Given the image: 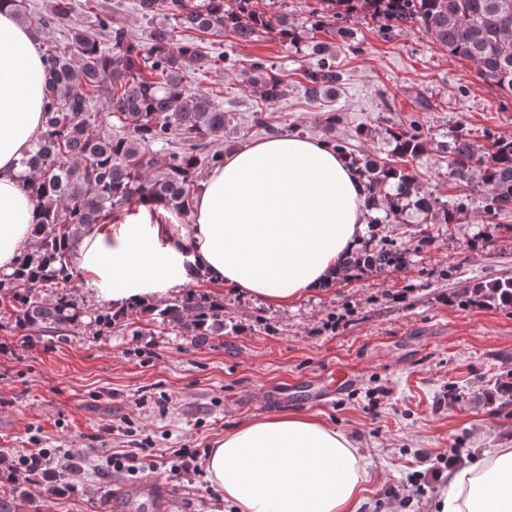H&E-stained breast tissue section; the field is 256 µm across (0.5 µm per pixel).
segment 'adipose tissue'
Segmentation results:
<instances>
[{"instance_id": "1", "label": "adipose tissue", "mask_w": 512, "mask_h": 512, "mask_svg": "<svg viewBox=\"0 0 512 512\" xmlns=\"http://www.w3.org/2000/svg\"><path fill=\"white\" fill-rule=\"evenodd\" d=\"M47 69L32 29L0 0V272L31 248L37 213L19 161L43 130ZM362 180L332 144L284 134L204 172L192 221L144 203L87 227L73 262L119 309L166 298L203 270L218 287L286 306L343 276L364 233ZM371 462L344 432L298 412L240 424L206 458L235 512H360ZM438 512H512V448L449 473Z\"/></svg>"}]
</instances>
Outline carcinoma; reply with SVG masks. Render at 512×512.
<instances>
[{
  "label": "carcinoma",
  "mask_w": 512,
  "mask_h": 512,
  "mask_svg": "<svg viewBox=\"0 0 512 512\" xmlns=\"http://www.w3.org/2000/svg\"><path fill=\"white\" fill-rule=\"evenodd\" d=\"M17 16L62 40L39 44L49 77L42 89L44 130L19 177L26 183L38 221L30 251L0 276V328L23 338L58 333L85 317L74 295L80 273L72 261L82 230L109 222L123 208L152 201L186 217L198 179L224 158V129L233 113L214 90L188 85V72L221 63L224 71L264 103L287 95L283 73L265 58L246 64L224 51H202L204 36L227 34L236 43L261 35L304 58L301 76L308 101L323 106L327 130L347 120L331 105L344 84L336 54L315 33L334 35L341 46L354 39L355 24L379 22L384 38L418 29L448 55L466 60L476 76L512 101V0H316L296 19L288 0H134L146 22L147 41L137 40L124 15L126 0H12ZM386 156L354 155L352 165L369 188L368 224H394L410 209L434 224H452L460 205L425 190L409 163L430 141L411 118L388 129ZM461 183L477 176L489 190L485 207L512 212V139L489 141L480 156L466 134L454 141L449 163ZM405 255L373 248L348 259V267L397 266ZM173 300L103 307L90 315L97 332L126 326L135 336L153 324L206 340L224 335V295L204 290L206 274ZM466 304L512 307V278L476 283Z\"/></svg>",
  "instance_id": "cac0c4a2"
}]
</instances>
